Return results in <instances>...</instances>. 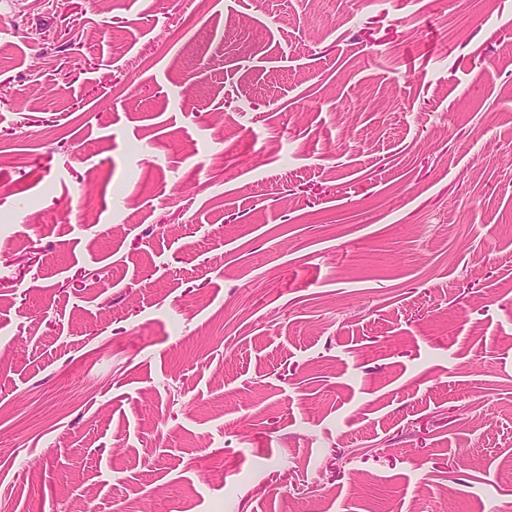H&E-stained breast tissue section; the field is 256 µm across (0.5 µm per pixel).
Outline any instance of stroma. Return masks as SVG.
<instances>
[{"mask_svg": "<svg viewBox=\"0 0 512 512\" xmlns=\"http://www.w3.org/2000/svg\"><path fill=\"white\" fill-rule=\"evenodd\" d=\"M512 512V0H0V512Z\"/></svg>", "mask_w": 512, "mask_h": 512, "instance_id": "obj_1", "label": "stroma"}]
</instances>
